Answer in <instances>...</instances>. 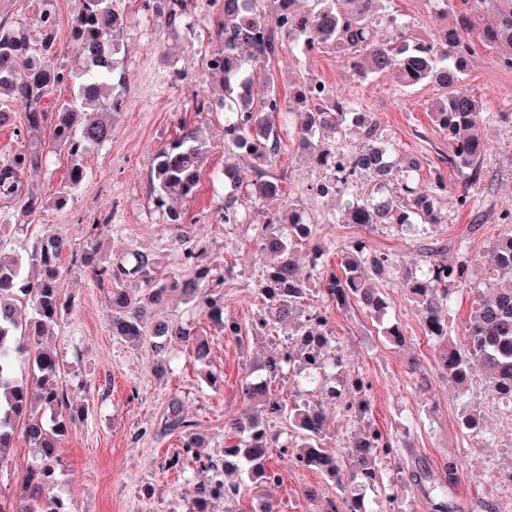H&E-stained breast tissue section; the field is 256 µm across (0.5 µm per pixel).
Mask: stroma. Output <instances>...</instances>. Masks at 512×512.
Segmentation results:
<instances>
[{"label": "stroma", "instance_id": "obj_1", "mask_svg": "<svg viewBox=\"0 0 512 512\" xmlns=\"http://www.w3.org/2000/svg\"><path fill=\"white\" fill-rule=\"evenodd\" d=\"M114 7L125 19L121 58L127 81L121 90L123 106L112 116L111 141L88 157L85 180L65 205H57L67 157L54 151L50 126L28 138L25 108L12 103L13 120L0 128V165L21 147L38 143L46 162L29 171L24 183L46 203L30 218L22 213L19 201L0 197V221L13 225L7 246L22 255L43 230L50 229L67 237L77 251L98 248L100 256L113 264L125 252L140 250L152 261L151 275L160 278L186 279L203 265L223 272L224 314L240 324V335H225L204 309L178 291L151 310L153 319L182 324L207 337L206 363L196 361L190 348L176 341L159 354L150 343L137 345L113 336L111 283L95 282L67 254L61 258V292L71 309L44 339L64 363L59 385L69 404L83 412L60 440L61 471L44 499L45 512H52L59 497L71 500L76 512H189L204 479L201 463H223L224 448L237 442L227 423L247 411L240 392L242 377L280 348L287 335L283 328L266 336L252 333L254 322L264 315L258 285L275 262L273 255L260 251L253 225L263 223L267 213L284 214L300 207L316 224L314 242L325 247L324 260L334 269L341 263V248L355 239L364 240L370 253L388 254L398 271L421 266L422 254L413 232L388 224L330 222V214L344 210L352 196L370 193L372 185L360 179L348 196L311 195L310 185L329 174L294 134L286 137L284 150L268 167L281 193L252 207L246 223H224V201L232 190L213 179L226 161L224 117L197 109L200 101L222 93L219 81L205 70L206 58L218 47L210 38L215 12L190 7L187 21L194 33L177 39L165 16L145 10L143 0H114ZM80 8V0H0V27L26 30L36 46L44 37L37 20L44 10H51L56 16L54 37L64 52L62 62L71 67V27ZM388 9L417 40L430 39L455 18L437 0H390ZM252 69L258 79H273L286 98L307 79L323 81L373 118L378 137L397 144L401 154L419 159L417 183L428 184L436 173H443L450 192L437 203L442 220L431 227L430 240L444 245L442 258L448 262L454 261L458 243H465L479 259L474 282L494 277L489 251L501 232V213L512 209L511 126L486 124V179L477 189L476 207L462 209L453 194L464 181L462 173L437 162L438 153L447 151L448 140L429 116L430 103L443 94L436 84L407 91L391 74L355 76L336 49L308 57L283 53L253 62ZM464 86L482 100L486 111L512 110V71L499 65L495 49L477 46ZM183 125L198 130L208 153L197 195L176 205L183 216L177 226L155 206L150 175L156 151ZM94 224L105 227L97 239L90 233ZM198 243L205 250L192 255ZM385 291L388 308L380 322L361 307L336 306L314 290L301 308L326 316V328L342 357L328 371L329 384L354 401L363 395L354 388L355 379L370 386L365 394L370 410L360 417L347 418L337 405H324L327 429L322 446L346 471L352 445L362 433L378 430L406 438V446L383 456L378 466L380 481L399 482L396 499H382L369 486L332 481L314 468L292 466L274 453L270 464L277 468L280 482L249 488L234 499H213L211 512H254L266 500L277 512H321L325 500L340 503L356 495L363 496L369 512H434L430 498L403 484L402 472L418 464L439 472L451 462L457 470L448 488L449 500L462 512H501L503 500L512 496L511 487L497 482L498 476L512 473V430L501 425L505 411L489 404L482 373H474L462 388L442 376L437 343L425 336L419 307L394 284H387ZM383 322L400 325L403 344L382 336ZM174 401L180 403L192 431L202 437L201 447L185 451L181 432L169 428L168 407ZM466 406L481 413L492 434L489 444H477L464 434L459 414ZM174 456L180 464L172 468L168 462ZM32 461L29 444L23 434H16L9 464L0 468V498H18Z\"/></svg>", "mask_w": 512, "mask_h": 512}]
</instances>
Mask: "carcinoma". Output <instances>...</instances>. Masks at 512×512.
<instances>
[{
    "label": "carcinoma",
    "instance_id": "1",
    "mask_svg": "<svg viewBox=\"0 0 512 512\" xmlns=\"http://www.w3.org/2000/svg\"><path fill=\"white\" fill-rule=\"evenodd\" d=\"M242 2L208 0V5L218 6L215 36L224 48L211 55L207 70L222 79L224 94L198 107L200 112L224 113L226 154H245L253 160L255 179L235 187L237 196L224 203V223H240L241 207L281 192V185L267 178L265 168L282 150L281 125L276 119L287 111L286 100L275 85L256 84L249 67L256 59H270L285 50L309 56L339 49L347 56L348 69L357 76L390 72L403 88L424 82L440 85L445 94L429 107L432 122L448 138L449 152L440 156V162L469 170L457 204L461 208L475 207L473 189L481 182L487 152L482 130L490 115L484 112L481 100L464 88L465 66L478 40L497 49L499 64L512 70V0H469L472 7L481 6L494 15L493 23L478 32L476 40L470 23L461 21L422 41L407 36L403 26L395 30L391 39L379 37V23L390 18L387 0H272L269 9L266 0H253L247 8L242 7ZM81 4L71 28L81 64L78 71L58 63L60 48L53 37L55 17L51 13L45 12L39 18L45 37L38 49L31 47L24 32L0 28V125L10 120L9 103L13 100L26 106L28 131L50 125L54 148L69 160L66 188L71 191L87 175L85 159L111 139L112 123L107 114L120 110L119 89L126 81V72L116 58L124 19L114 8V0H81ZM148 7L167 13L173 36H180L179 22L188 10L185 0H152ZM68 83L74 87L73 96L60 102L55 111H45L44 98ZM315 92L312 83L305 82L300 96L312 109L304 113L298 137L319 164L335 157L340 161L332 177L312 191L322 196L344 195L351 190L349 179L355 176L359 163L380 155L389 157L394 147L376 137V124L367 114L353 115L352 101L329 93L317 103L313 100ZM327 130L338 137L355 130L359 144L353 149L333 146L318 138ZM205 154L206 145L197 131L184 126L155 154L151 174L155 205L168 208L175 224L182 223V216L171 208V202L197 195ZM42 161L40 150L24 147L0 168V195L19 199L21 209L29 216L41 211L44 200L25 189L22 176ZM390 180L396 182L394 193L357 196L340 214L332 215L331 221L362 226L396 224L411 230L439 223L435 202L448 192L442 176H437L434 184L422 187L411 180V171L391 164L382 178L384 182ZM500 220L503 229L493 242L491 260L498 277L512 280V211L502 213ZM8 228L9 225L0 224V466L9 461L21 421L25 422L24 437L33 449L34 459L23 476L20 496L13 502L0 501V512H41L46 485L60 466L58 438L74 417L83 414V410L68 406L60 389L61 359L42 346L45 333L71 309L61 293L60 260L72 247L61 234L47 231L25 259L5 251ZM253 231L264 249L280 256L259 286L268 314L255 321L253 331L263 336L275 324L293 319L309 291L288 254L297 242L313 238L314 224L295 209L286 217L271 214L265 223L254 225ZM422 252L427 268L418 274L403 273L396 285L422 307L425 335L441 341L439 369L463 386L480 368L492 395L512 403V285L484 283L487 294L477 295L463 339L457 340L450 336L442 305L473 288L472 272L478 258L461 245L457 246L456 260L450 263L437 259L440 248L424 247ZM310 253L317 261L315 275L323 296L338 306L360 304L374 313L385 308V291L380 282L389 265L387 254L371 255L365 242L355 240L347 245L340 270L334 272L323 265L324 250L320 246H312ZM80 263L89 268L96 282H112V334L124 341L140 342L147 327L145 308L130 296L126 279L137 278L146 283L148 298L153 302L162 301L169 291L181 287L177 280H152L150 262L138 252L130 253L118 274L112 266L95 261L91 253L82 254ZM27 264L36 267L34 274L25 271ZM189 283L191 287L184 293L204 306L210 319L222 325L225 335H238V323L224 319L223 296L215 292L224 283V275L213 267H201ZM26 299L32 302V314L27 319L19 316L17 308ZM326 323L321 313H311L291 333L293 338L307 339L310 354L321 357L324 367L338 361L332 337L324 331ZM151 335L157 338L153 347L158 354L165 349L163 340L175 336L193 348L197 359L207 357L208 342L188 326L157 324ZM288 361L283 348L268 356L261 364L266 378L282 376ZM241 392L256 413L245 423L233 424L239 439L224 449V473L234 474L235 479H209L202 483L190 512H210V501L217 496H238L248 484L257 486L280 479L267 464L277 441L269 432L272 421L284 420L295 429L297 443L287 461L297 467H314L333 479L340 474L336 458L321 448L326 422L316 405L306 399L276 397L266 387L257 388L248 375L242 381ZM42 410L50 411L49 420H44ZM460 424L469 438L483 444L490 441L483 418L476 411L463 408ZM395 447L397 441L378 431L365 435L363 444L356 446L348 477L376 486L375 449ZM404 481L422 489L434 501L436 512L458 508L448 502L447 481L435 476L429 467L421 465L404 473Z\"/></svg>",
    "mask_w": 512,
    "mask_h": 512
}]
</instances>
